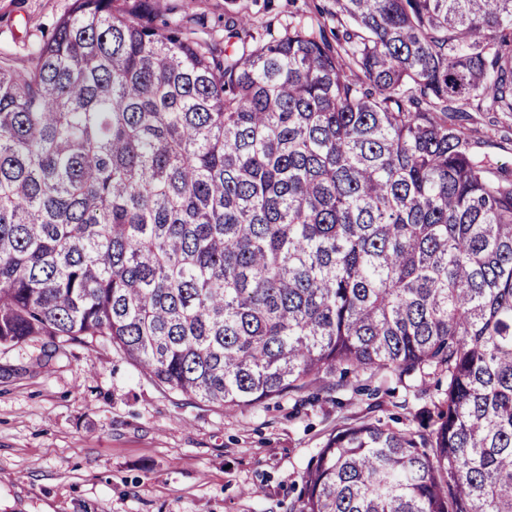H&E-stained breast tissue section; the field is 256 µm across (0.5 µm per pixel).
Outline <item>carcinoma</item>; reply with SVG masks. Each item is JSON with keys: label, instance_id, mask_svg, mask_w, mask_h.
I'll return each instance as SVG.
<instances>
[{"label": "carcinoma", "instance_id": "cac0c4a2", "mask_svg": "<svg viewBox=\"0 0 512 512\" xmlns=\"http://www.w3.org/2000/svg\"><path fill=\"white\" fill-rule=\"evenodd\" d=\"M116 2L0 53V346L107 341L225 409L440 374L419 429L336 428L290 512H512V171L461 125L512 112V0L252 42Z\"/></svg>", "mask_w": 512, "mask_h": 512}]
</instances>
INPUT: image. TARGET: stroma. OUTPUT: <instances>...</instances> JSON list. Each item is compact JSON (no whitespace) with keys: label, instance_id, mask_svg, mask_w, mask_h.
<instances>
[{"label":"stroma","instance_id":"stroma-1","mask_svg":"<svg viewBox=\"0 0 512 512\" xmlns=\"http://www.w3.org/2000/svg\"><path fill=\"white\" fill-rule=\"evenodd\" d=\"M156 21L200 19L215 38L224 13L267 40L325 0H121ZM74 0H0V52L25 60ZM474 151L512 167V114L472 112ZM414 398L388 372L223 409L156 386L109 343L52 352L47 338L0 347V512H287L301 474L337 425L416 428L444 397L429 379Z\"/></svg>","mask_w":512,"mask_h":512}]
</instances>
